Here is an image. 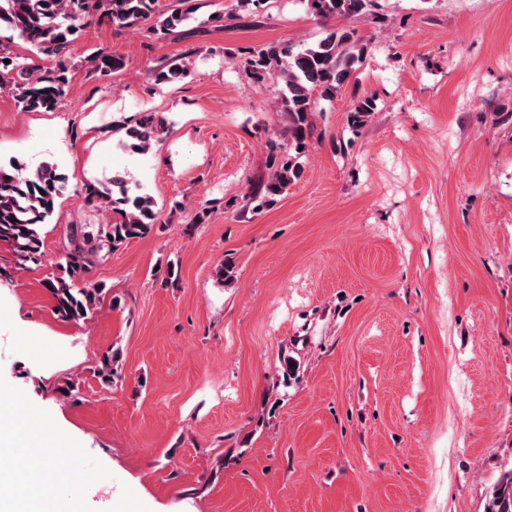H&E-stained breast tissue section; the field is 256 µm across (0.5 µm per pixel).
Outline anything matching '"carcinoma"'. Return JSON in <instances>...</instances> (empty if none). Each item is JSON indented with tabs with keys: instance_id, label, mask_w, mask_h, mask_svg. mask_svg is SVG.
Returning a JSON list of instances; mask_svg holds the SVG:
<instances>
[{
	"instance_id": "cac0c4a2",
	"label": "carcinoma",
	"mask_w": 512,
	"mask_h": 512,
	"mask_svg": "<svg viewBox=\"0 0 512 512\" xmlns=\"http://www.w3.org/2000/svg\"><path fill=\"white\" fill-rule=\"evenodd\" d=\"M307 10L326 22L337 17H364L374 0H304ZM196 0H0V92L11 94L25 112L56 109L65 95L71 73L78 67L103 76L124 69L123 58L105 50L85 57L74 53L76 41L89 19L98 17L119 29L153 35L173 33L196 12ZM19 38L37 53L51 59L41 68L26 62L13 45ZM365 47L342 30H332L315 44L295 51L286 44L269 43L239 59L256 82L274 79L283 84L277 112L282 140L268 155V176L251 191L259 206L274 205L289 186L300 179L302 165L313 134L312 114L317 98H334L351 82ZM10 63H4V60ZM189 63L181 58L160 64L151 71L157 83L183 78ZM376 111L375 100L353 94L350 122L361 126ZM168 132L167 121L154 112H142L125 128V146L148 151L152 142ZM68 178L53 164L30 169L17 159L0 164V241L10 244L19 269L36 264L42 255L40 227L47 223L63 196ZM87 202L112 215L108 224H71L67 245L57 263L58 273L45 281L55 313L64 320L85 321L101 301L102 289L88 279L90 268L102 253L119 249L125 242L148 236L155 224L153 198L132 188L126 175L117 172L107 183L84 187ZM119 351L105 355L97 368L102 383L110 386L119 378ZM484 512H512V468L493 486Z\"/></svg>"
}]
</instances>
